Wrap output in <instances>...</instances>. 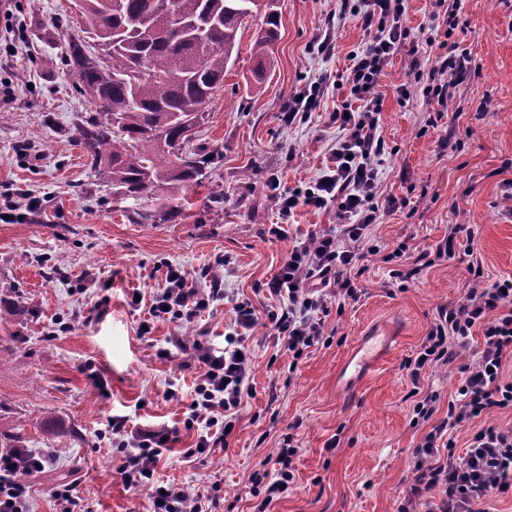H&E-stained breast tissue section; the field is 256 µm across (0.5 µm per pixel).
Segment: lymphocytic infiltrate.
Segmentation results:
<instances>
[{
    "instance_id": "f902f5d3",
    "label": "lymphocytic infiltrate",
    "mask_w": 512,
    "mask_h": 512,
    "mask_svg": "<svg viewBox=\"0 0 512 512\" xmlns=\"http://www.w3.org/2000/svg\"><path fill=\"white\" fill-rule=\"evenodd\" d=\"M340 15L356 19L371 39L362 52L353 54L346 82L350 93L330 120L338 124L330 163L317 181L306 187L281 190L278 177L269 184L275 192L280 223L270 233L284 238L282 220L301 206L318 209L335 205L336 222L311 242L293 246L287 259L262 287L275 298L276 307L258 316L252 301L237 300L234 316L224 334V348L216 351L194 342L197 361L190 413L184 420L195 431L196 442L187 457H208L214 448L230 444V430L239 421V408L251 393L253 365L246 344L260 320L284 350L300 359L307 349L323 343L324 317L333 299L357 300L351 278L364 256L372 224L377 223L378 168L383 151L378 132L381 97L379 79L391 57L414 35L402 22L404 0H339ZM473 282L463 302L441 306L416 358L406 361L413 383L423 371L453 364L472 337H479L477 359L466 366L467 376L449 401L445 416H438L440 396L426 392L413 406V424L432 428L416 449L415 477L398 512H477L479 503L512 490V430L488 425L474 431L464 456H456L449 430L465 426L491 409L512 407V378L503 376L502 363L512 354V278L490 282L480 268L472 270ZM163 288L149 308L152 320L177 325L193 323L214 302L225 299L224 281L210 275L209 286L189 285L185 272L167 265ZM127 417L114 415L107 431L120 456L117 472L133 492L151 491L153 512H218V497L167 485L156 477L157 467L175 431L169 427L129 430ZM298 448L284 439L276 452L275 471H254L250 477L256 500L252 512H270L292 484ZM44 461L42 455L23 448L0 453V512H29L30 494L25 482Z\"/></svg>"
}]
</instances>
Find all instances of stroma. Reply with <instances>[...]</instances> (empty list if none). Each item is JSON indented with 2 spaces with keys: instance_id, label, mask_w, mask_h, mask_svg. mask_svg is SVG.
Masks as SVG:
<instances>
[{
  "instance_id": "obj_1",
  "label": "stroma",
  "mask_w": 512,
  "mask_h": 512,
  "mask_svg": "<svg viewBox=\"0 0 512 512\" xmlns=\"http://www.w3.org/2000/svg\"><path fill=\"white\" fill-rule=\"evenodd\" d=\"M73 0H13L12 18L0 16V194L37 199L20 222L0 220V432H19L23 448L46 454L42 472L29 476L31 512H55L50 490L79 481L88 512H151L149 490L128 491L104 435L113 415L129 428L176 426L180 433L158 477L210 491L219 485L223 512H251L249 475L274 456L283 438L299 452L295 480L271 512H397L414 478V451L428 425L412 426L413 386L404 367L415 358L437 310L463 301L470 265L486 279L512 277V0H462L454 30L439 25L437 0H408L405 26L419 40L404 46L379 80V133L384 141L378 195L389 201L371 228L378 254L351 272L360 290L342 312L325 319L329 342L293 360L264 326L248 339L254 364L252 394L240 410L229 447L207 458L185 459L195 432L183 429L196 369L187 353L157 358L170 337L220 350L233 302L251 299L284 263L289 250L335 224L334 208H298L281 222L268 186L278 176L288 190L316 181L330 162L341 131L329 114L349 95L345 84L353 53L369 37L346 18L329 55L312 44L339 10L337 0H278L279 40L268 78L255 87L251 53L262 12L247 18L239 55L224 73V87L208 106L197 143L222 158L190 193L191 205L169 224H141L112 203V189L88 166L74 140L86 109L62 63L68 26L80 25ZM455 42L467 71L447 109L422 94L430 72ZM318 82L324 94L307 117L285 124L281 113L297 93ZM223 191V204L212 195ZM284 223L286 238L268 232ZM459 225L475 235L472 254L431 257L416 279L399 286L382 260L398 246L431 249ZM228 300L193 324L155 321L139 326L152 297L165 288L164 262L181 267L196 287L223 256ZM143 301L132 306L131 295ZM395 324L398 334L379 369L361 380L351 402L337 395L336 376L367 328ZM476 358L463 352L433 368L423 391L440 395L447 413ZM105 382L97 388L87 368ZM176 382L178 398L165 391ZM337 448L326 449L332 436Z\"/></svg>"
}]
</instances>
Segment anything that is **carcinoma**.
<instances>
[{"mask_svg":"<svg viewBox=\"0 0 512 512\" xmlns=\"http://www.w3.org/2000/svg\"><path fill=\"white\" fill-rule=\"evenodd\" d=\"M94 41L72 37L63 64L91 109L75 139L115 196L145 205L153 224L175 220L219 153L188 147L185 123L205 118L224 87L238 33L259 0H83ZM276 0L266 5L252 47L255 83L265 81L278 36ZM121 76L105 80L112 66Z\"/></svg>","mask_w":512,"mask_h":512,"instance_id":"1","label":"carcinoma"}]
</instances>
